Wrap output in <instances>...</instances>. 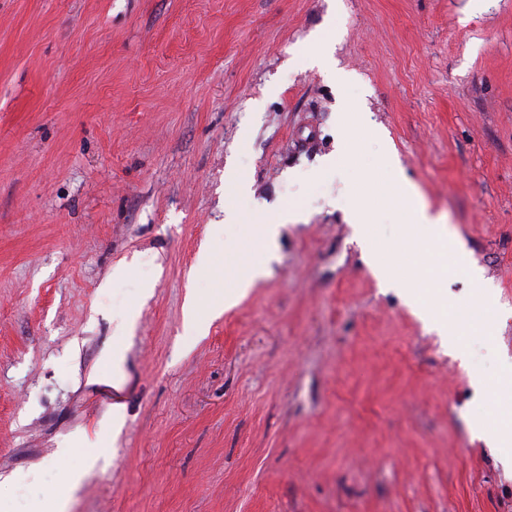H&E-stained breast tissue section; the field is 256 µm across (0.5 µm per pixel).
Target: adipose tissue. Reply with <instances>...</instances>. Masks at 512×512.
Wrapping results in <instances>:
<instances>
[{"label": "adipose tissue", "instance_id": "adipose-tissue-1", "mask_svg": "<svg viewBox=\"0 0 512 512\" xmlns=\"http://www.w3.org/2000/svg\"><path fill=\"white\" fill-rule=\"evenodd\" d=\"M387 168L391 188L395 192L394 201L399 205L403 217L411 219L414 225L413 233L404 243L405 249L415 252L442 249L447 242L444 226L424 205L418 203L417 189L403 179L395 158H388Z\"/></svg>", "mask_w": 512, "mask_h": 512}]
</instances>
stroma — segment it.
<instances>
[{
  "mask_svg": "<svg viewBox=\"0 0 512 512\" xmlns=\"http://www.w3.org/2000/svg\"><path fill=\"white\" fill-rule=\"evenodd\" d=\"M390 153L441 252H403ZM286 213L193 335L187 295L222 303ZM507 361L512 0H0V512L71 472L67 512H512L471 432L512 417ZM264 268L265 265L246 263L239 269L237 277V288H239L238 293L227 299L225 302V309L236 304L237 300L247 293V290L251 287L254 281L263 276ZM406 297L408 301L418 306L420 314L431 324L432 328L436 330L439 336H446L453 348L456 347V337L458 336L452 323L448 320V294L445 293L438 298L439 308L433 310L422 302L421 293L416 287H410L406 290Z\"/></svg>",
  "mask_w": 512,
  "mask_h": 512,
  "instance_id": "stroma-1",
  "label": "stroma"
}]
</instances>
